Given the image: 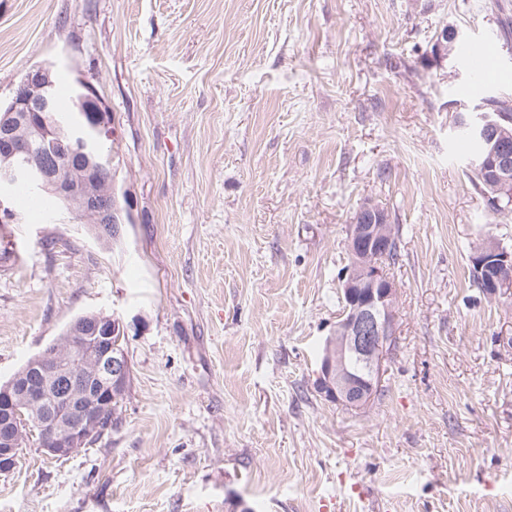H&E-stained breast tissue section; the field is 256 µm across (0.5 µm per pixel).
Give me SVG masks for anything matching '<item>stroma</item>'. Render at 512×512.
Listing matches in <instances>:
<instances>
[{
	"mask_svg": "<svg viewBox=\"0 0 512 512\" xmlns=\"http://www.w3.org/2000/svg\"><path fill=\"white\" fill-rule=\"evenodd\" d=\"M512 0H0V106L26 72L112 112V238L58 210L0 232V383L85 313L125 329L117 428L27 441L0 512H512V249L456 113L512 97ZM448 52L432 50L442 29ZM495 45L499 76L466 50ZM398 233L395 334L362 410L316 393L347 226ZM471 273L490 299L512 292V250L496 241L479 245L470 256Z\"/></svg>",
	"mask_w": 512,
	"mask_h": 512,
	"instance_id": "obj_1",
	"label": "stroma"
}]
</instances>
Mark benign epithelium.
Here are the masks:
<instances>
[{"label":"benign epithelium","mask_w":512,"mask_h":512,"mask_svg":"<svg viewBox=\"0 0 512 512\" xmlns=\"http://www.w3.org/2000/svg\"><path fill=\"white\" fill-rule=\"evenodd\" d=\"M50 70L45 64L32 68L17 86L7 113L0 116V223H21L11 195L14 185L25 181L35 192L53 194L70 221L78 223L83 215L92 213L98 223L108 224L110 211L100 206L103 193L99 180L88 177L78 183L71 177L77 161L85 163L88 170L96 157L112 165V157L101 151V143L112 136L111 122L95 89L86 80H75L72 103L74 110L88 121L64 136H56L54 164L31 168L13 162L14 157L32 150L30 142L16 136V124L21 120L40 127L46 138L55 136L47 117L54 110ZM506 120L503 113L479 103L460 122L482 145V151L470 158L469 167L482 176V193L496 211L512 209V145L508 144L503 126ZM394 240L387 211L373 200L364 201L348 225L350 265L342 276V311L326 340L315 380L319 394L350 410L364 408L377 392L394 335L396 285L386 267L376 261ZM470 262L472 276L488 298L512 294V250L496 241H486L475 249ZM116 334L123 336L125 332L114 317L95 323L91 331L83 323H75L69 329L62 356L48 349L36 355L40 359L35 366L38 386L30 389L11 385L0 390V473H8L16 466L29 426L25 409H42L51 423V445L44 448L48 455L64 458L85 446L90 429L97 426L95 389L89 386L60 398L54 395L53 382L58 375L74 370L92 371L102 386L123 375L128 366L125 349L111 345L101 351Z\"/></svg>","instance_id":"benign-epithelium-1"}]
</instances>
